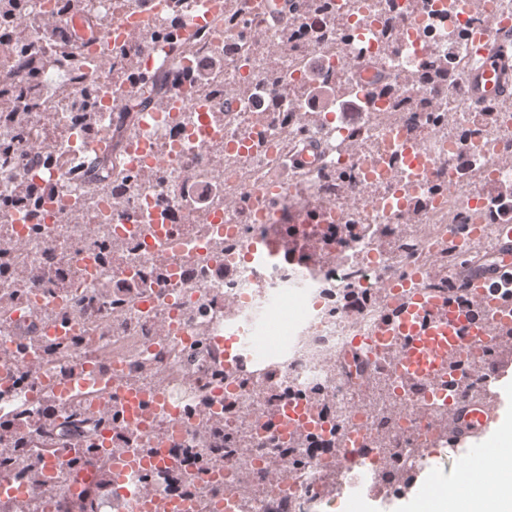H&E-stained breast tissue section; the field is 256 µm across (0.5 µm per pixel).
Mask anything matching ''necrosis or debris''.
I'll list each match as a JSON object with an SVG mask.
<instances>
[{"label":"necrosis or debris","mask_w":512,"mask_h":512,"mask_svg":"<svg viewBox=\"0 0 512 512\" xmlns=\"http://www.w3.org/2000/svg\"><path fill=\"white\" fill-rule=\"evenodd\" d=\"M56 0H27L11 31L42 53L44 29L66 19ZM104 40L91 49L87 81L100 86L96 126H112L128 83L93 66L125 48L141 73L165 68L163 106L144 113L124 145L129 180L122 208L112 188L86 189L82 160L98 139L75 118L81 87L48 66L21 101L23 128L0 119V246L17 255L0 277V419L23 447L0 467V512H72L71 458L95 447L94 468L131 450L163 463L147 475L96 494L93 512H142L145 494L175 500L179 512H312L326 479H354L340 449L361 436L374 464L439 445L447 402L403 392L388 354L363 340L379 332L393 287L433 269L450 278L449 253L490 249L501 227L476 224L488 205L484 184L499 186L512 211V110L475 136L477 103L462 93L436 96L442 117L411 141L412 115L388 111L387 99L360 107L359 69L372 64L406 99L426 97L408 77L431 62L461 70L452 37L512 29V0H355L330 14H302L281 40L265 17L243 13L203 21V0H166L180 29L198 36L193 50L159 37L141 45L115 38L123 17L143 0H93ZM400 22L396 48L379 37L383 19ZM344 28V49L313 40ZM273 50L282 77L272 91L258 56ZM248 87L233 110L224 96ZM64 129L65 166L42 150L45 106ZM291 116L283 122L281 113ZM365 135L348 149L354 132ZM325 160L285 172L288 147L306 135ZM350 181L340 195L329 175ZM45 188L38 215L14 207L21 186ZM318 203L324 220L289 237V204ZM109 251L101 260V251ZM44 279L13 298L22 271ZM79 338L60 360L19 346V333ZM79 401L88 423L73 426ZM54 412L60 451L44 452L34 426Z\"/></svg>","instance_id":"necrosis-or-debris-1"}]
</instances>
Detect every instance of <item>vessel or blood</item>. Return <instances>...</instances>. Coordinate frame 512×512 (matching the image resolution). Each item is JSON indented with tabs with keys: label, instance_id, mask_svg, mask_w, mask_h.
<instances>
[{
	"label": "vessel or blood",
	"instance_id": "1",
	"mask_svg": "<svg viewBox=\"0 0 512 512\" xmlns=\"http://www.w3.org/2000/svg\"><path fill=\"white\" fill-rule=\"evenodd\" d=\"M283 3L244 0V7L261 10L271 25L278 27L286 21ZM466 87L469 95L482 101L498 100L512 92V53L500 39L476 40L466 70ZM321 157V144L311 139L294 151L289 161L306 169L315 167ZM457 282L473 291L467 306L420 289L386 311L385 342L391 345L394 367L411 391H432L446 378L451 362L465 357L471 337L512 335V306L498 300L503 289H512V218H503L501 234L491 251L481 260L460 266ZM481 373L488 395L480 400L459 397L451 404L448 444L455 453L468 457L484 452L502 404L497 386L512 372L501 361L488 357Z\"/></svg>",
	"mask_w": 512,
	"mask_h": 512
}]
</instances>
